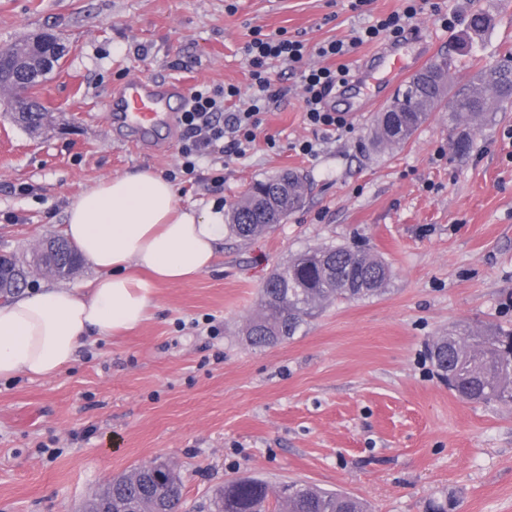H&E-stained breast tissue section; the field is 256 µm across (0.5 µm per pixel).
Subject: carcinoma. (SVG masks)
Instances as JSON below:
<instances>
[{
  "instance_id": "obj_1",
  "label": "carcinoma",
  "mask_w": 512,
  "mask_h": 512,
  "mask_svg": "<svg viewBox=\"0 0 512 512\" xmlns=\"http://www.w3.org/2000/svg\"><path fill=\"white\" fill-rule=\"evenodd\" d=\"M449 58L429 67L430 81H412L385 112L377 114L371 130L377 148L406 143L444 99L452 112L448 120L459 133L456 152L469 150L472 135L492 120L496 106L512 89V64L480 70L477 76L447 95ZM308 190L304 177L284 171L256 180L244 192L228 216L227 227L247 240L270 231L299 209ZM77 252L67 250L56 277L64 279L80 266ZM391 276L379 256L345 245H330L297 254L277 270L261 289V310L246 332L250 345L267 347L296 336L323 306L334 300H364L385 291ZM469 353L459 354L448 337L439 336L429 355L441 369L460 363L459 382L453 391L472 402L512 404V332L470 327H451ZM183 476L165 462H150L113 478L112 484L86 503L95 509L110 499L122 512H178L183 503ZM211 512H367L358 498L324 490L307 483L290 482L276 490L259 479L244 478L224 483L210 502Z\"/></svg>"
}]
</instances>
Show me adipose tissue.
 <instances>
[{
    "mask_svg": "<svg viewBox=\"0 0 512 512\" xmlns=\"http://www.w3.org/2000/svg\"><path fill=\"white\" fill-rule=\"evenodd\" d=\"M63 233L96 276L81 290L46 288L0 307V378L57 376L92 335L142 323L158 284L213 267L224 214L180 208L174 185L143 169L81 193Z\"/></svg>",
    "mask_w": 512,
    "mask_h": 512,
    "instance_id": "1",
    "label": "adipose tissue"
}]
</instances>
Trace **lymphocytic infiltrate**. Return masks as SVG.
I'll use <instances>...</instances> for the list:
<instances>
[{"instance_id": "obj_1", "label": "lymphocytic infiltrate", "mask_w": 512, "mask_h": 512, "mask_svg": "<svg viewBox=\"0 0 512 512\" xmlns=\"http://www.w3.org/2000/svg\"><path fill=\"white\" fill-rule=\"evenodd\" d=\"M429 0H403L401 9L376 18L357 30L350 39L331 40L307 49L303 41L293 40L285 32L256 34L246 43L244 53L252 68V92L237 111L224 110L226 101L237 98L236 87L221 85L193 89L191 103L181 112L182 129L178 145L179 164L170 170L173 181H204L200 170L203 158L218 152L227 157H240L247 153L256 139L261 115L275 97L267 71L269 61L278 60L291 67L299 79L302 91V108L306 123L317 130L338 131L346 128L344 113L326 107V97L336 88L345 86L350 69L344 58L350 57L363 44L379 41H396L421 13ZM319 57V64L308 63V54Z\"/></svg>"}]
</instances>
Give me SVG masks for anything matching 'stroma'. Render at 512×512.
I'll use <instances>...</instances> for the list:
<instances>
[{
    "mask_svg": "<svg viewBox=\"0 0 512 512\" xmlns=\"http://www.w3.org/2000/svg\"><path fill=\"white\" fill-rule=\"evenodd\" d=\"M406 32L454 57L450 85L512 53V0H438ZM401 0H0V48L41 33L67 50L33 95L58 113L30 132L0 118V253L31 261L61 235L69 203L127 171L163 174L168 150L132 148L105 99L126 79L232 85L249 95L242 52L255 31H283L313 46L349 38ZM490 19L480 34L471 14ZM268 72L278 94L256 141L224 165V182L176 184L182 208L231 211L249 184L301 174V209L268 233L225 234L208 272L166 284L135 329L92 339L52 378L0 379V512H79L107 478L159 459L184 478L183 512H207L224 482L258 477L341 489L371 512H512V405L460 399L439 377L429 346L448 327L512 328V101L457 154L440 105L404 145L373 149L374 111L350 129L304 122L297 76ZM320 142L316 155L295 145ZM32 186L30 194L17 191ZM14 213L20 223L5 221ZM356 244L380 255L385 293L334 301L293 339L246 341L265 280L309 248Z\"/></svg>",
    "mask_w": 512,
    "mask_h": 512,
    "instance_id": "stroma-1",
    "label": "stroma"
}]
</instances>
